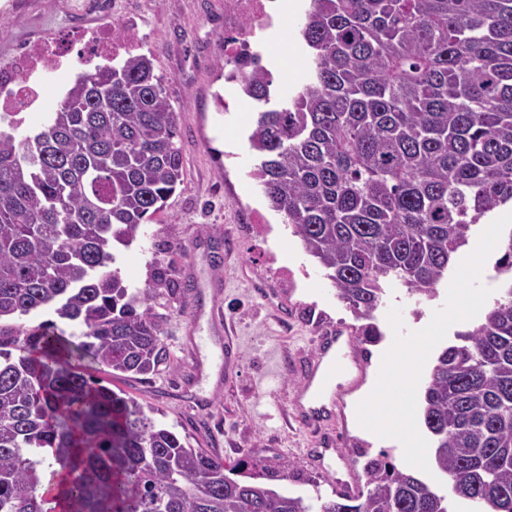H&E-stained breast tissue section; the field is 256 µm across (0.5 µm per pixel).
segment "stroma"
<instances>
[{"mask_svg": "<svg viewBox=\"0 0 512 512\" xmlns=\"http://www.w3.org/2000/svg\"><path fill=\"white\" fill-rule=\"evenodd\" d=\"M0 0V66L26 43L63 45L67 65L43 84V109L28 121L40 124L53 111L73 77L83 70L79 35L99 28L84 0ZM119 14L135 18L145 36L144 50L163 76L177 113V144L183 177L163 213L142 227L129 247H115V266L125 285L143 287L160 275L169 283L154 305L170 352L171 365L142 379L89 365L101 385L124 391L157 408L156 418L190 447L235 461L292 464L295 480L284 489L301 494L320 489L332 495L343 470L335 461L316 467L306 449L319 436L295 422L290 395L299 381L297 365L313 351V337L326 327L354 334L357 321L299 239L273 211L251 172L257 158L248 135L257 109L246 102L222 111L217 96L231 97L224 83V0H114ZM180 251H173V244ZM223 276L222 295L209 281ZM448 282L434 298L411 295L394 285L386 290L375 322L384 339L391 306L402 309L408 329L428 325L442 308ZM202 313L190 326V307ZM232 337L237 357L230 365L213 356ZM379 345L368 348L363 383L348 395L332 424L342 449L359 441L369 455L380 450L400 457L402 444L359 426L358 402L375 386Z\"/></svg>", "mask_w": 512, "mask_h": 512, "instance_id": "stroma-1", "label": "stroma"}]
</instances>
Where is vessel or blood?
I'll return each instance as SVG.
<instances>
[{"label": "vessel or blood", "mask_w": 512, "mask_h": 512, "mask_svg": "<svg viewBox=\"0 0 512 512\" xmlns=\"http://www.w3.org/2000/svg\"><path fill=\"white\" fill-rule=\"evenodd\" d=\"M363 371L353 337L321 331L315 338V353L303 367L302 381L292 397L300 421L321 427L329 408L338 406L342 393L359 383Z\"/></svg>", "instance_id": "1"}]
</instances>
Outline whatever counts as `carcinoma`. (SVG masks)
Masks as SVG:
<instances>
[{
    "label": "carcinoma",
    "instance_id": "carcinoma-1",
    "mask_svg": "<svg viewBox=\"0 0 512 512\" xmlns=\"http://www.w3.org/2000/svg\"><path fill=\"white\" fill-rule=\"evenodd\" d=\"M297 28L298 90L279 97L261 66L240 78L264 107L253 176L375 343L386 288L434 295L512 203V0H311ZM176 135L144 53L78 72L38 133L0 129V320L52 307L81 327L78 343L53 323L0 327V512H451L385 450L359 453L356 496L290 493L271 482L291 462L228 464L85 374L169 362L153 313L166 283L131 289L111 265L180 185ZM501 252L498 298L437 356L420 406L473 512H512V228Z\"/></svg>",
    "mask_w": 512,
    "mask_h": 512
}]
</instances>
